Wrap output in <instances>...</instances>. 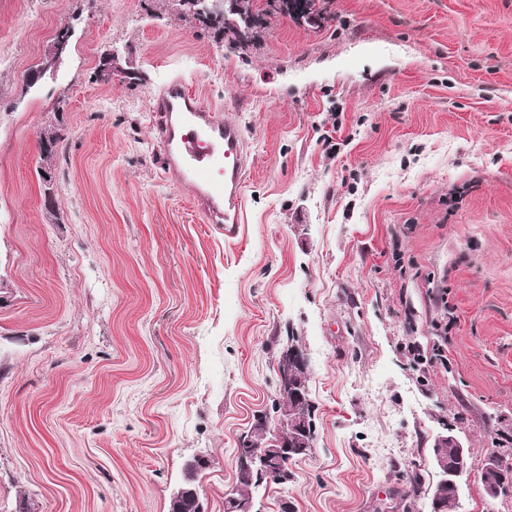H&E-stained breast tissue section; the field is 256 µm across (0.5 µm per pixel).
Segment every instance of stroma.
<instances>
[{"label": "stroma", "instance_id": "1", "mask_svg": "<svg viewBox=\"0 0 512 512\" xmlns=\"http://www.w3.org/2000/svg\"><path fill=\"white\" fill-rule=\"evenodd\" d=\"M323 6L238 51L174 0H0V512H168L198 456L224 512L292 336L314 444L257 512H430L447 424L457 512H512L479 481L512 433V0ZM176 78L244 129L234 240L165 174ZM436 436L432 446V466L439 478L429 488V501L432 512H451L459 498H448L450 495L458 496L460 493V481L469 472L468 453L460 443L458 437L452 432V428H445ZM450 444L454 448H448ZM444 448H448V458L452 459L456 448H459L457 461L448 466V458L444 455ZM448 501V502H447ZM447 502V509L445 503Z\"/></svg>", "mask_w": 512, "mask_h": 512}]
</instances>
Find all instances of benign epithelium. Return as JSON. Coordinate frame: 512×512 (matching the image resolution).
<instances>
[{
  "instance_id": "obj_1",
  "label": "benign epithelium",
  "mask_w": 512,
  "mask_h": 512,
  "mask_svg": "<svg viewBox=\"0 0 512 512\" xmlns=\"http://www.w3.org/2000/svg\"><path fill=\"white\" fill-rule=\"evenodd\" d=\"M279 399L286 402L277 419L275 437L259 443L246 435L239 441L237 470L255 476L258 486L279 479L294 458L307 452L310 446L309 412L312 402L308 393L309 368L304 350L294 344L285 350L277 365ZM458 449L457 461L448 465L444 448ZM432 466L438 480L429 488L431 512H445L448 496L459 495L460 481L469 472L468 453L452 429L436 436L432 446ZM480 479L484 494L490 499L512 494V480L502 478L495 461L482 468ZM224 512H255L253 499L246 501L229 493L224 498Z\"/></svg>"
}]
</instances>
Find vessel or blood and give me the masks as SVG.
Here are the masks:
<instances>
[{
	"label": "vessel or blood",
	"instance_id": "obj_1",
	"mask_svg": "<svg viewBox=\"0 0 512 512\" xmlns=\"http://www.w3.org/2000/svg\"><path fill=\"white\" fill-rule=\"evenodd\" d=\"M152 110L158 116L169 179L190 191L206 223L236 236L249 169L241 126L205 108L179 79L162 89Z\"/></svg>",
	"mask_w": 512,
	"mask_h": 512
}]
</instances>
